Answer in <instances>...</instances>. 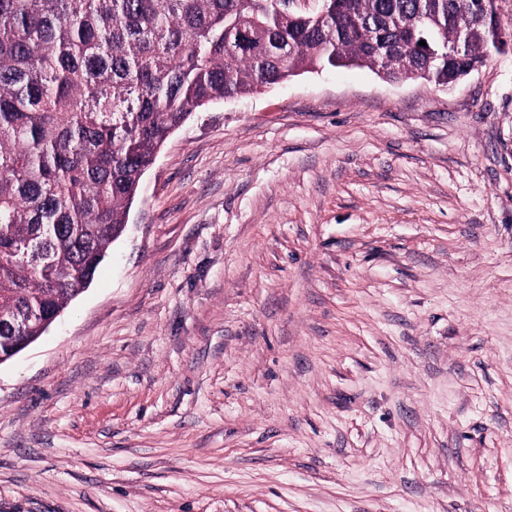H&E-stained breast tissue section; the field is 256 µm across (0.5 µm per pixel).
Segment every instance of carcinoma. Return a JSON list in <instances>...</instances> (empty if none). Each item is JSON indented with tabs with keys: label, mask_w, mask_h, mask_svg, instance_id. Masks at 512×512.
Instances as JSON below:
<instances>
[{
	"label": "carcinoma",
	"mask_w": 512,
	"mask_h": 512,
	"mask_svg": "<svg viewBox=\"0 0 512 512\" xmlns=\"http://www.w3.org/2000/svg\"><path fill=\"white\" fill-rule=\"evenodd\" d=\"M333 2L320 21L249 0H0V313L39 336L27 311L83 292L196 110L302 70L379 69L383 55L387 78L446 88L506 35L487 0Z\"/></svg>",
	"instance_id": "carcinoma-1"
}]
</instances>
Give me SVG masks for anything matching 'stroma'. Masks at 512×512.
Wrapping results in <instances>:
<instances>
[{
  "instance_id": "1",
  "label": "stroma",
  "mask_w": 512,
  "mask_h": 512,
  "mask_svg": "<svg viewBox=\"0 0 512 512\" xmlns=\"http://www.w3.org/2000/svg\"><path fill=\"white\" fill-rule=\"evenodd\" d=\"M0 512H512V54L195 112L0 364Z\"/></svg>"
}]
</instances>
